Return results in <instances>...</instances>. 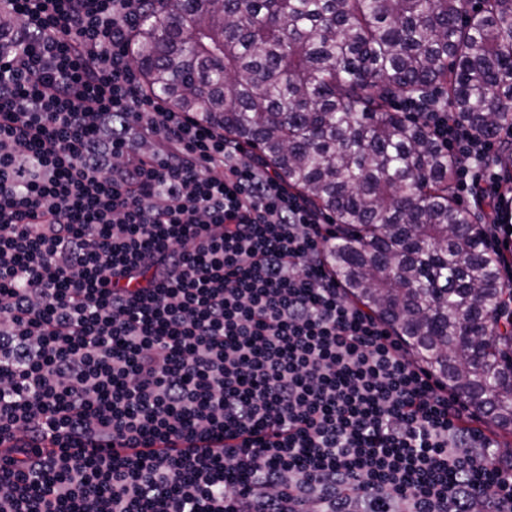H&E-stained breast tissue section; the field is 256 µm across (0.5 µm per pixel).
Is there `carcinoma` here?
I'll return each instance as SVG.
<instances>
[{"label": "carcinoma", "instance_id": "carcinoma-1", "mask_svg": "<svg viewBox=\"0 0 512 512\" xmlns=\"http://www.w3.org/2000/svg\"><path fill=\"white\" fill-rule=\"evenodd\" d=\"M135 63L171 107L257 157L340 228L346 296L490 425L512 431V295L452 191L456 159L391 99L436 91L512 129V0H155Z\"/></svg>", "mask_w": 512, "mask_h": 512}]
</instances>
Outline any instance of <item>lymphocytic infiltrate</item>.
Listing matches in <instances>:
<instances>
[{
    "mask_svg": "<svg viewBox=\"0 0 512 512\" xmlns=\"http://www.w3.org/2000/svg\"><path fill=\"white\" fill-rule=\"evenodd\" d=\"M153 0H0V512H512V463L324 262L336 234L149 92ZM456 192L492 140L405 104Z\"/></svg>",
    "mask_w": 512,
    "mask_h": 512,
    "instance_id": "lymphocytic-infiltrate-1",
    "label": "lymphocytic infiltrate"
}]
</instances>
